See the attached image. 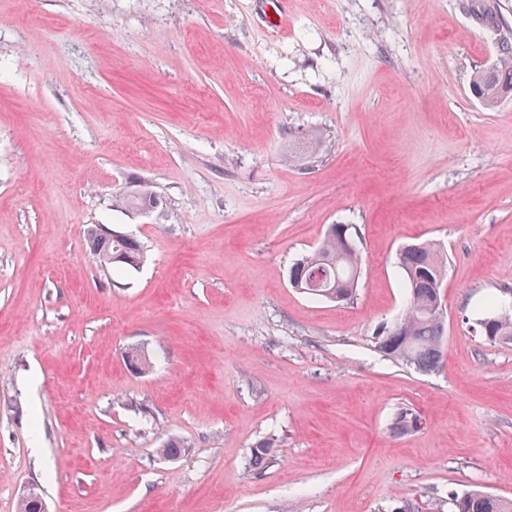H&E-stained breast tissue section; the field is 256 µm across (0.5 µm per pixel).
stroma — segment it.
I'll use <instances>...</instances> for the list:
<instances>
[{
    "label": "stroma",
    "instance_id": "stroma-1",
    "mask_svg": "<svg viewBox=\"0 0 512 512\" xmlns=\"http://www.w3.org/2000/svg\"><path fill=\"white\" fill-rule=\"evenodd\" d=\"M506 36L512 0H0V512L30 486L47 512L512 498V343L475 327L512 307V101L470 90ZM144 189L159 208L122 205ZM90 224L144 265L100 264ZM333 224L347 302L288 281ZM421 242L446 265L430 373L373 342ZM422 425L419 413L410 408H402L394 417L392 430L398 434H408L419 430Z\"/></svg>",
    "mask_w": 512,
    "mask_h": 512
}]
</instances>
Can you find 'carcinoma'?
Instances as JSON below:
<instances>
[{
    "instance_id": "obj_1",
    "label": "carcinoma",
    "mask_w": 512,
    "mask_h": 512,
    "mask_svg": "<svg viewBox=\"0 0 512 512\" xmlns=\"http://www.w3.org/2000/svg\"><path fill=\"white\" fill-rule=\"evenodd\" d=\"M470 89L488 110L496 108L500 99L512 96L511 38H502L495 65L472 74ZM125 204L142 210L148 205L157 207L160 201L153 193L143 190L126 199ZM84 240L89 252L106 266L137 270L145 262L144 248L135 238H110L100 232L98 225L91 224L84 230ZM396 263L407 288L406 308L398 331L385 326L376 333L375 348L398 363L421 372H432L440 366L443 357L445 319L434 313L435 302L442 300L443 260L433 245L425 243L418 252L400 251ZM292 269L301 279L302 292L330 301L348 300L357 287L360 258L357 251L347 249L342 236L332 229L320 248L295 262ZM479 313L482 318L478 319V326L487 342L512 341L511 311L488 300ZM422 425L419 413L402 408L394 417L392 430L408 434ZM451 505L454 512H512V499L481 491L455 494ZM18 512H46L42 495H24Z\"/></svg>"
}]
</instances>
